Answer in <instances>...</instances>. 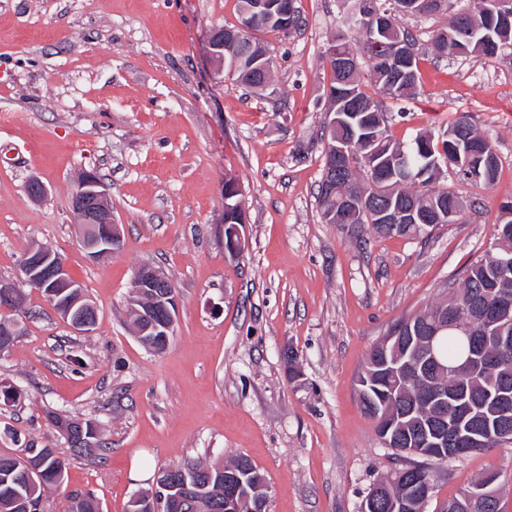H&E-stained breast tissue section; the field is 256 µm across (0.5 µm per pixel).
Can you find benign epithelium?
<instances>
[{"instance_id": "1", "label": "benign epithelium", "mask_w": 512, "mask_h": 512, "mask_svg": "<svg viewBox=\"0 0 512 512\" xmlns=\"http://www.w3.org/2000/svg\"><path fill=\"white\" fill-rule=\"evenodd\" d=\"M208 44L212 58L219 65L226 60L237 63L238 57L224 55V32L214 29L208 37ZM414 55L413 47L400 41L395 44L387 58V67L391 70L404 72V65L408 58ZM72 211L76 216V223L80 224L81 240L88 257L93 262H100L120 251L123 247L122 225L118 224L112 212V199L97 174L85 171L78 181L77 188L72 195ZM384 224H397L399 222H412L414 224L426 223L429 218L415 213L412 209L398 207L389 208L376 214ZM225 250L232 256L242 253L245 240L241 234L240 225H224ZM22 270L24 277L20 281L27 284L51 283L52 287L61 289L66 293L75 289L77 300L67 307L57 310L58 315L81 334H90L97 321L95 306L84 301L81 290L69 278L66 264L62 256L43 246L29 247L23 256ZM134 290L129 298V305L139 302V299L150 296L154 302L161 305L164 316L158 318L151 310L140 312L145 327L138 329L135 336H162L170 338L176 322L178 299L176 293L168 289L166 275L159 269L144 266L136 270L133 278ZM479 319L483 323L486 333L494 332V328L501 321L512 316V301H502L494 307H480ZM453 321V314H442L431 323L418 326L408 336L392 335L386 342L401 351L404 359L402 365L394 370L396 375H404L412 366L430 368L437 363L432 352V341L439 333L448 330ZM495 357L488 352V345H479L470 355L469 368L480 367L492 363ZM427 400L437 404L441 410H446L448 404L455 406L456 414L451 419L441 415V427L432 432L423 431L414 436H408L407 448L403 452L410 456L420 457H447L449 459L468 453L481 441V431L472 423L475 404L467 393H457L452 396L446 391H437L427 397ZM512 406V387L504 383L497 386L494 397L492 417L504 421ZM459 439L460 448L448 447V437ZM496 478L490 474L481 481L473 484L461 495L457 505L460 512H473L476 504L484 508L492 506L495 500L494 484ZM432 491V483L425 480L414 479L408 484L409 495L404 498H393L387 494L386 486H378L361 502L359 512H377L380 503L388 501L387 509L391 512H409L427 502ZM249 498L244 482L239 475L224 480V512H242V504Z\"/></svg>"}]
</instances>
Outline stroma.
Listing matches in <instances>:
<instances>
[{
  "instance_id": "stroma-1",
  "label": "stroma",
  "mask_w": 512,
  "mask_h": 512,
  "mask_svg": "<svg viewBox=\"0 0 512 512\" xmlns=\"http://www.w3.org/2000/svg\"><path fill=\"white\" fill-rule=\"evenodd\" d=\"M300 31L257 32L273 83L257 93L219 72L216 27L240 25L238 0H0V279L17 280L24 250L64 256L97 306L77 333L35 289L25 291L12 349L0 356V452L63 441L48 410L95 421L102 463L70 460L68 490L102 512H127L162 467L249 458L269 487L267 512H358L394 462L361 411L356 383L370 347L396 320L457 287L492 242L512 202V59L437 57L448 16H407L419 82L382 98L401 142L461 117L487 132L499 158L491 188L448 177L461 219L429 234L360 240L322 220L331 71L325 52L341 0H298ZM97 173L124 246L92 262L71 196ZM38 178L45 197L26 183ZM241 185L245 249H224V181ZM160 268L179 299L164 352L129 326L136 270ZM495 473L512 512V446L449 460L426 512H444Z\"/></svg>"
}]
</instances>
